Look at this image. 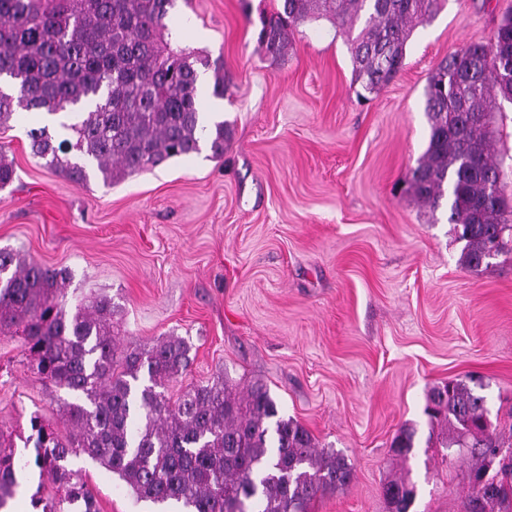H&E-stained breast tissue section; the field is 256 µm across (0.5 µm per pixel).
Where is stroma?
Listing matches in <instances>:
<instances>
[{"label": "stroma", "instance_id": "1", "mask_svg": "<svg viewBox=\"0 0 512 512\" xmlns=\"http://www.w3.org/2000/svg\"><path fill=\"white\" fill-rule=\"evenodd\" d=\"M279 0H175L165 38L224 67L220 159H171L111 185H77L44 167L26 131L37 112L0 126L13 182L0 189V249L71 273L68 302L105 298L121 346L184 338L190 363L170 397L227 377L259 381L321 446L342 452L354 481L309 512H388L382 486H416L410 512H462L469 457L426 447L434 385L481 377L489 419L512 420V253L479 270L460 262L446 207H421L407 181L424 153L425 88L448 53L491 40L512 0H444L417 26L403 69L361 96L346 37L327 19L297 28L286 55H260V18ZM512 195V103L497 100ZM65 390L45 384L19 337L0 336V430L19 479L7 512H37L54 493L25 444L40 412L60 435ZM416 425L407 459L389 445ZM99 512L146 502L99 464L75 457Z\"/></svg>", "mask_w": 512, "mask_h": 512}]
</instances>
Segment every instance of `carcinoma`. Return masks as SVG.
Returning a JSON list of instances; mask_svg holds the SVG:
<instances>
[{"label":"carcinoma","mask_w":512,"mask_h":512,"mask_svg":"<svg viewBox=\"0 0 512 512\" xmlns=\"http://www.w3.org/2000/svg\"><path fill=\"white\" fill-rule=\"evenodd\" d=\"M175 0H0V125L20 111L78 116L61 123L71 137L48 128L28 131L34 156L82 185L88 170L109 185L174 157L200 151L207 132L212 157L224 156V122L200 125V55L170 48L166 19ZM442 0H282L262 22L257 52L279 57L287 30L320 17L347 34L355 82L368 93L386 87L404 64L414 28L432 19ZM512 101V13L489 44L450 53L425 90L427 149L411 171L408 190L433 209L448 198V223L464 242L461 263L477 270L505 252L512 235V199L505 194L503 160L492 150V103ZM70 273L0 249V335L20 336L40 378L68 391L59 412L72 425L60 437L45 417H30L35 464L52 478L58 501L42 512H63L97 501L69 458L86 455L118 475L139 500L174 502L186 512H308L320 492L344 489L353 466L322 448L298 421L280 415L266 385L246 392L229 380L199 385L175 403L166 387L188 366V343L178 337L152 347L121 349L105 298L65 299ZM486 398L463 380L426 394L429 448H465L470 478L483 495L463 512H512V435L493 428ZM416 429L401 427L390 443L405 459ZM19 461L0 442V509L15 486ZM496 475L488 476L491 468ZM390 512H409L415 487L402 476L383 485Z\"/></svg>","instance_id":"carcinoma-1"}]
</instances>
